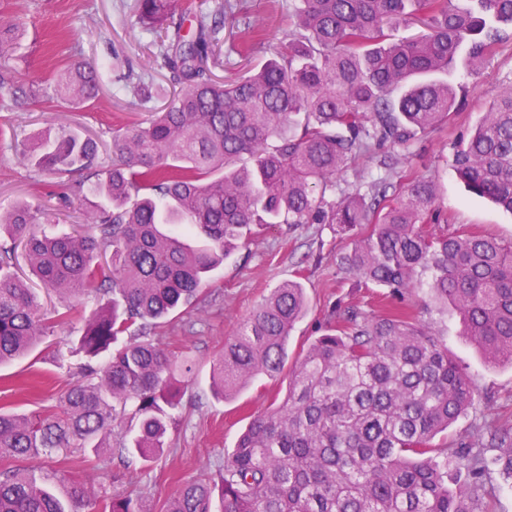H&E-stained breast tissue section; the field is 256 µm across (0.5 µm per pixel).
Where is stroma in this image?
I'll return each mask as SVG.
<instances>
[{
	"label": "stroma",
	"instance_id": "35a3bbf8",
	"mask_svg": "<svg viewBox=\"0 0 512 512\" xmlns=\"http://www.w3.org/2000/svg\"><path fill=\"white\" fill-rule=\"evenodd\" d=\"M192 8L176 13L182 34L210 25L215 4L224 6V28L218 51L221 65L211 67L214 79L240 76L280 49L293 26L297 0H190ZM138 0H0V23L19 26L9 64L18 80L43 86L45 99L31 108L13 106L0 92V209L20 201L41 202L60 226L81 224L95 199L86 174L52 175L36 171L16 155L39 133L66 130L100 142L98 169L112 165V137L145 122L172 91L161 47L165 36L140 22ZM67 61L98 67L101 89L95 101L74 109L53 98V71ZM459 106L437 129L417 134L407 146L385 145L396 172L434 177L438 207L449 230H480L502 241L512 240V213L489 200L468 196L452 167L453 146L468 137L484 112L507 86H512V34L495 47L478 73L457 66L450 77ZM347 241L333 224H272L251 236L225 260L212 279L202 312L173 314L159 328L171 347L196 361L194 380L182 399L183 417L170 433V446L151 460L138 457L93 472L80 458L43 455L30 467L88 484H104L120 493L143 492L161 504L183 483L207 476L234 449L239 435L271 403L286 394L283 380H255L235 397L219 401L211 392L212 360L225 339L262 302L272 288L301 282L307 312L293 327L288 357L296 359L324 330L335 308L354 304L375 309V289L355 287L336 264ZM405 302L431 333L448 347L449 356L467 373L480 398L448 431L455 442L474 439L481 419L512 424V366H488L481 352L462 334L456 314L442 313L426 291ZM81 322L54 328L36 356L0 367V409L31 414L54 404L58 390L78 377L79 357L58 358L80 336Z\"/></svg>",
	"mask_w": 512,
	"mask_h": 512
}]
</instances>
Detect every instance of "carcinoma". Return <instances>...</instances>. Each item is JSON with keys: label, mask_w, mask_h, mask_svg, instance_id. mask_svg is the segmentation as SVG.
<instances>
[{"label": "carcinoma", "mask_w": 512, "mask_h": 512, "mask_svg": "<svg viewBox=\"0 0 512 512\" xmlns=\"http://www.w3.org/2000/svg\"><path fill=\"white\" fill-rule=\"evenodd\" d=\"M288 44L252 74H208L224 8L193 39L175 33L164 65L173 90L146 122L112 138L116 161L90 191L101 202L89 227L54 237L44 209L0 211V365L29 354L50 329L84 323L81 379L30 415L0 411V512H488L491 470L512 479V426L485 422L476 440L436 441L474 405L477 390L448 348L405 305L367 313L335 309L291 368L288 336L307 309L290 280L225 339L212 388L224 400L258 376L287 374L284 400L250 423L216 472L181 485L157 508L105 486L36 476L22 462L44 454L98 461L150 460L168 446L194 360L163 346L157 324L202 311L211 271L268 224H337L353 233L338 259L354 286L401 298L427 285L464 325L486 363L512 365V241L433 229L438 187L388 171L367 192L338 201L336 176L386 143L448 121L458 61L477 64L512 25V0H301ZM180 0H139L155 31ZM419 25L412 38L393 37ZM17 30L0 25V90L18 107L39 90L15 81L6 58ZM56 95L87 103L98 70L66 63ZM93 137L63 130L18 157L63 175L93 167ZM467 191L512 213V87L454 148ZM59 305L45 310L32 283L11 271L17 254ZM96 292L106 300L86 309Z\"/></svg>", "instance_id": "carcinoma-1"}]
</instances>
